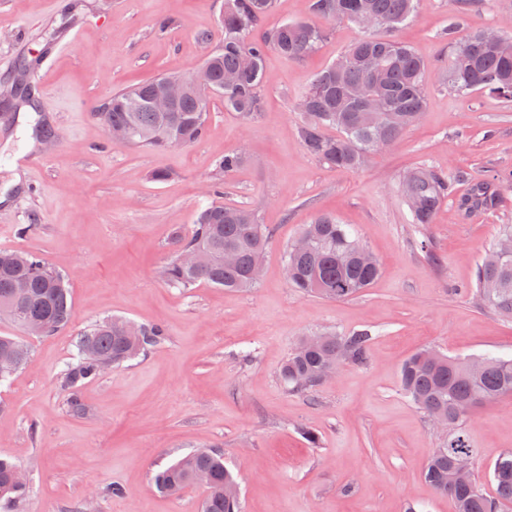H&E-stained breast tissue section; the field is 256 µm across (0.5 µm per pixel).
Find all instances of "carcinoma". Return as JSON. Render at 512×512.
<instances>
[{"label":"carcinoma","mask_w":512,"mask_h":512,"mask_svg":"<svg viewBox=\"0 0 512 512\" xmlns=\"http://www.w3.org/2000/svg\"><path fill=\"white\" fill-rule=\"evenodd\" d=\"M421 0H311L312 18L285 22L254 37L273 7V0H224V43L209 56V83L223 87L219 97L224 108L249 119L261 111L265 79L264 59L274 50L301 60L311 55L324 39L326 25L347 21L362 32L336 59L318 72L299 98L303 119L298 136L312 157L345 171H355L378 156L377 145L395 144L407 129L419 123L426 106L428 75L442 73L449 90L465 95L480 91L512 100V55L484 41L475 30L462 39L448 37V65L435 69L394 32L419 8ZM143 83L112 95V108L97 113L104 126L125 130L127 144L152 149L187 146L204 133L211 95L193 88L178 102L175 111H153ZM462 177L427 166L409 171L402 180L405 203L415 224H430L451 194L452 180ZM499 195L487 184L476 186L466 205L488 209ZM302 235L310 249L287 248L285 263L293 276L288 283L305 295L334 301L349 300L370 287L381 275L377 259L357 255V233L336 216L319 213L305 225ZM271 232L259 224L252 211L231 205L200 209L190 234L176 239L179 249H203L213 260L205 268L183 264L173 256L163 269L164 279L179 288L206 284L214 288L244 289L257 283L261 257ZM13 252L0 250V315L19 329L38 321L51 336L73 317V302L64 274L43 258L26 254L17 266ZM23 281L27 288L15 285ZM475 294L480 303L512 319V254L497 253V244L485 251L476 272ZM121 317L106 319L78 335L75 361L62 373V387L70 393V409L81 413L77 392L99 378L102 370L117 367L157 345L164 336L158 325L142 326L141 340L128 341ZM373 340L368 328L347 333H322L313 347L292 351L279 377L290 393L305 394L321 385L319 376L328 365L363 368L369 363ZM431 348L421 349L400 367L402 393L428 416H448L453 432L427 459L423 477L439 494L451 499L455 512H505L512 506V449L494 460L490 479L495 494L470 475L448 487V468L473 466L478 455L463 421L480 404L512 395V358L485 355L481 367L470 369V359L443 353L432 359ZM17 463L0 456V512H20L28 491L12 480ZM204 471L210 484L204 489L199 512H240V494L232 472L219 451L197 449L171 463L154 476L156 489L174 494L193 485V474Z\"/></svg>","instance_id":"carcinoma-1"}]
</instances>
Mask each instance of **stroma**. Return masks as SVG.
<instances>
[{
    "label": "stroma",
    "mask_w": 512,
    "mask_h": 512,
    "mask_svg": "<svg viewBox=\"0 0 512 512\" xmlns=\"http://www.w3.org/2000/svg\"><path fill=\"white\" fill-rule=\"evenodd\" d=\"M0 0V189L22 101L19 73L34 63L33 106L53 137L37 149L46 167L26 169L0 205V250L31 252L64 273L74 304L56 334L24 338L29 363L0 386V455L29 479L23 512H197L199 487L159 493L158 470L196 449L223 452L242 512H453L423 478L444 439L401 393L399 368L418 349L451 356L512 355V320L481 306L475 271L499 227L512 224V101L461 97L429 86L419 124L354 172L308 155L295 108L314 74L361 31L329 27L303 61L268 53L262 112L249 120L211 100L203 136L185 147L112 143L97 114L112 94L203 63L224 39V0ZM476 28L512 35V0H422L396 32L433 66L449 37ZM208 40H201V33ZM245 152L231 173L225 155ZM427 164L462 171L432 223H412L399 179ZM156 171L166 181H153ZM495 184L492 209L464 204L473 185ZM256 211L272 232L255 288H176L162 276L176 234L199 207ZM321 212L354 228L381 265L361 295L333 301L301 294L284 254ZM30 232H22V225ZM112 316L160 325L161 342L79 392L72 414L61 375L80 332ZM373 332L369 365L339 366L308 395L279 371L303 336ZM252 352L242 363L239 352ZM487 493L497 454L512 448V395L474 408L465 421ZM318 440L311 443L305 431ZM125 487L122 495L110 486Z\"/></svg>",
    "instance_id": "35a3bbf8"
}]
</instances>
